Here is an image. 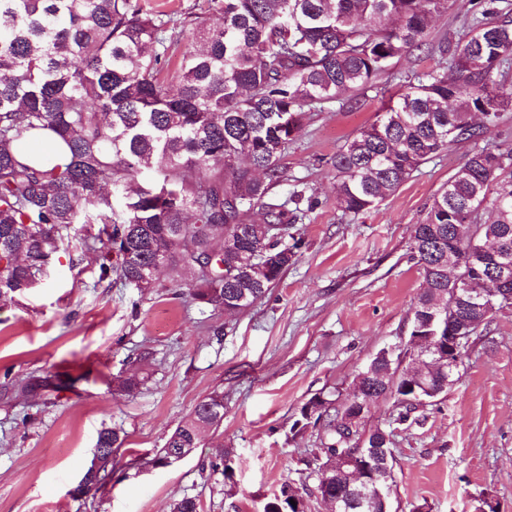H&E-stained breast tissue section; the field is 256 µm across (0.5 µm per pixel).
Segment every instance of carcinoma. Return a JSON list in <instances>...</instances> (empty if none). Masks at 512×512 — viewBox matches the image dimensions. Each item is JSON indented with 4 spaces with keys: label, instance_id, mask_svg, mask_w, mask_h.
I'll return each mask as SVG.
<instances>
[{
    "label": "carcinoma",
    "instance_id": "obj_1",
    "mask_svg": "<svg viewBox=\"0 0 512 512\" xmlns=\"http://www.w3.org/2000/svg\"><path fill=\"white\" fill-rule=\"evenodd\" d=\"M219 20L196 21L193 49L169 70L168 44L184 25L144 13L132 0H0V303L38 287L70 243L73 224H100L94 238L117 245L125 281L156 287L162 268L195 276L192 296L228 316L265 297L295 253L274 237L312 208L305 184L278 203L265 198L279 182V161L302 128L305 113L347 92H363L389 76V65L429 44L431 24L448 0H211ZM467 32L434 47L438 67L416 73L331 158L337 204L359 215L378 206L423 164L461 143H478L512 108L494 73L512 66V15L499 0H483L466 19ZM50 134L65 156L30 160L27 137ZM161 178L147 174L154 163ZM266 210L267 223L247 216ZM490 210L494 219L480 222ZM462 237L459 258L486 244L512 264V149L485 146L468 155L434 196L425 222L414 225L411 259L427 288L411 309L410 332L431 318L453 325L470 310L448 287L455 270L444 247ZM475 288L512 295V280L494 269L466 266ZM369 388L386 365L378 357ZM442 389L448 374L428 352L412 360ZM410 391L396 388V421L420 423ZM223 397L211 394L171 432L154 457L196 448L202 430L224 417ZM349 410L322 392L301 411L325 422L326 441L307 462L319 486L324 463L378 445L391 454L381 428L359 437ZM112 428L98 432L94 453L121 447ZM233 450L210 461L233 477ZM108 468H87L83 489L99 491ZM285 481L263 512H290ZM324 493L348 512H378L338 478Z\"/></svg>",
    "mask_w": 512,
    "mask_h": 512
}]
</instances>
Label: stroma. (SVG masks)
I'll list each match as a JSON object with an SVG mask.
<instances>
[{
    "instance_id": "obj_1",
    "label": "stroma",
    "mask_w": 512,
    "mask_h": 512,
    "mask_svg": "<svg viewBox=\"0 0 512 512\" xmlns=\"http://www.w3.org/2000/svg\"><path fill=\"white\" fill-rule=\"evenodd\" d=\"M438 63L430 50L395 61L386 90L308 113L283 153L270 202L307 183L315 204L289 225L293 263L268 294L233 317L201 307L193 278L168 271L154 291L102 275L86 227L37 288L0 307V512H170L191 496L200 512H262L283 482H308L306 462L321 427H290L314 394L350 397L357 374L384 348H404L410 310L424 288L409 246L439 189L471 144L440 153L367 213L336 202L331 157L376 120L390 92ZM149 360H140L143 350ZM132 373L145 383L120 391ZM54 375L55 390L21 394L19 383ZM224 417L192 455L171 467L152 459L168 435L211 393ZM422 425L396 421L391 397L371 402L363 426L391 434L392 512H475L481 496L512 512V307L470 340L459 379L422 409ZM109 427L124 443L111 478L86 502L70 489ZM234 451V475L208 462Z\"/></svg>"
}]
</instances>
